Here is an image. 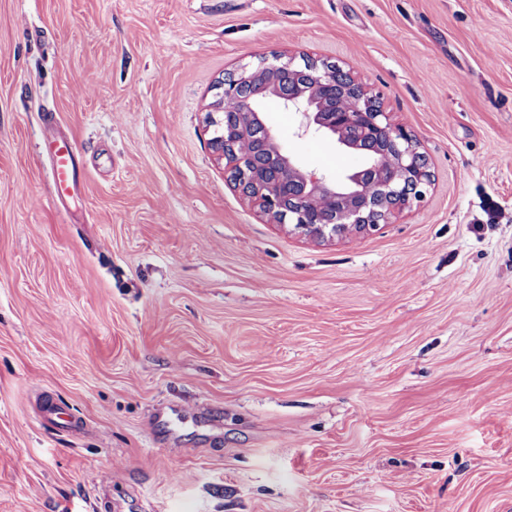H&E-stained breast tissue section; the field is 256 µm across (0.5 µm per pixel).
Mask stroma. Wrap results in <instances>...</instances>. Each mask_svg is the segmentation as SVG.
Segmentation results:
<instances>
[{"mask_svg":"<svg viewBox=\"0 0 512 512\" xmlns=\"http://www.w3.org/2000/svg\"><path fill=\"white\" fill-rule=\"evenodd\" d=\"M349 70L424 196L320 241L205 106L271 52ZM316 174L359 156L263 105ZM75 145L59 202L42 144ZM512 0H0V512H512Z\"/></svg>","mask_w":512,"mask_h":512,"instance_id":"obj_1","label":"stroma"}]
</instances>
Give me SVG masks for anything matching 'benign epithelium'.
<instances>
[{"label": "benign epithelium", "instance_id": "obj_1", "mask_svg": "<svg viewBox=\"0 0 512 512\" xmlns=\"http://www.w3.org/2000/svg\"><path fill=\"white\" fill-rule=\"evenodd\" d=\"M269 97L300 114L299 131L333 141L347 153L369 152L364 165L344 175L306 171L282 149L263 119L261 105ZM208 123L221 130L212 141L225 161V174L237 171L235 185L269 219L321 239L365 232L387 222L420 200L428 183L427 159L417 139L391 123L381 103L368 95L350 72L330 63L282 59L280 54L229 73L208 104ZM266 130L249 167L229 155L252 128ZM393 148L398 165L379 171V153ZM291 196L315 200L323 211L312 217L286 206Z\"/></svg>", "mask_w": 512, "mask_h": 512}]
</instances>
